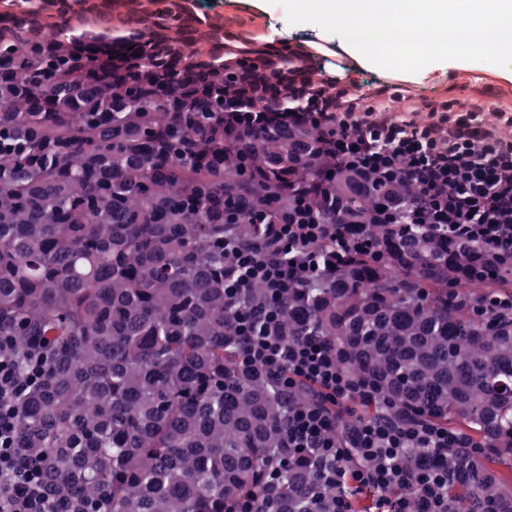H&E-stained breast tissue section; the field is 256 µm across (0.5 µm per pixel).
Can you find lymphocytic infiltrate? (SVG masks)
Returning a JSON list of instances; mask_svg holds the SVG:
<instances>
[{"label":"lymphocytic infiltrate","instance_id":"f902f5d3","mask_svg":"<svg viewBox=\"0 0 512 512\" xmlns=\"http://www.w3.org/2000/svg\"><path fill=\"white\" fill-rule=\"evenodd\" d=\"M323 65L312 47L288 46V121L317 130L326 173L355 171L372 186L413 184L403 209L386 207L374 222L421 224L453 244L486 249L494 268L512 267V97L487 105L447 91L422 96L401 81L358 78L357 66L318 78ZM260 240L225 239L233 277L224 293L241 309L242 367L262 368L281 389L311 390L281 421L285 452L279 466L309 464L312 496H331V512H356L361 494H374L372 512H455L449 492L465 460L479 453L465 433L414 417L392 420L393 404L374 381L344 371L326 337L286 336L282 297L315 281L327 245L373 253L369 237L348 226L320 222L307 203L272 223L262 210ZM263 301H250L255 285ZM46 341L33 339L16 357L12 337L0 336V512H55L38 468L17 448L19 402L51 369ZM365 420L339 435L355 413Z\"/></svg>","mask_w":512,"mask_h":512}]
</instances>
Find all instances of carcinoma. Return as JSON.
Masks as SVG:
<instances>
[{
	"label": "carcinoma",
	"instance_id": "cac0c4a2",
	"mask_svg": "<svg viewBox=\"0 0 512 512\" xmlns=\"http://www.w3.org/2000/svg\"><path fill=\"white\" fill-rule=\"evenodd\" d=\"M284 44L224 42L189 0H0V336L48 339L52 372L19 412L20 459L58 512H314L311 469L282 471L283 397L240 369L224 237L297 198L378 257L329 247L333 273L290 288L288 333L336 345L394 416L466 432L484 452L451 486L457 512H512V316L484 310L512 277L420 224L369 219L410 184L321 176L320 134L288 125V63L234 103L224 79ZM477 283L481 293L461 290Z\"/></svg>",
	"mask_w": 512,
	"mask_h": 512
}]
</instances>
